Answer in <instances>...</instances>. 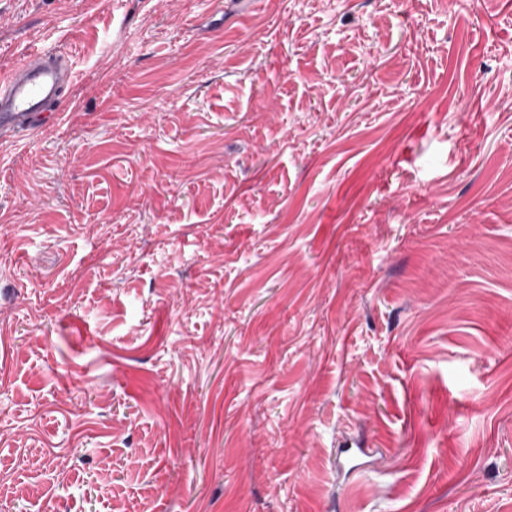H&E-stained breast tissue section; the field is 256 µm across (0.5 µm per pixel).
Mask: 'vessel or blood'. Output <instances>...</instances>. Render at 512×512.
Wrapping results in <instances>:
<instances>
[{"label":"vessel or blood","instance_id":"obj_1","mask_svg":"<svg viewBox=\"0 0 512 512\" xmlns=\"http://www.w3.org/2000/svg\"><path fill=\"white\" fill-rule=\"evenodd\" d=\"M70 79L69 68L51 51L27 50L16 66L0 74V136L32 128L44 119L46 108Z\"/></svg>","mask_w":512,"mask_h":512}]
</instances>
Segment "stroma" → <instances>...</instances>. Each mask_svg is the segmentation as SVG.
<instances>
[{
  "instance_id": "1",
  "label": "stroma",
  "mask_w": 512,
  "mask_h": 512,
  "mask_svg": "<svg viewBox=\"0 0 512 512\" xmlns=\"http://www.w3.org/2000/svg\"><path fill=\"white\" fill-rule=\"evenodd\" d=\"M30 48L0 512H512V0H0ZM71 71L45 48H32L0 75V136L32 128L46 117Z\"/></svg>"
}]
</instances>
